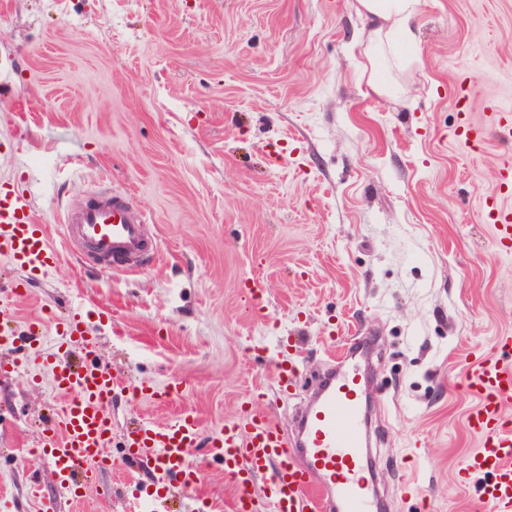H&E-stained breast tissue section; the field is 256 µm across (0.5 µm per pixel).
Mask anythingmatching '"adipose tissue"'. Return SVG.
<instances>
[{
    "label": "adipose tissue",
    "mask_w": 512,
    "mask_h": 512,
    "mask_svg": "<svg viewBox=\"0 0 512 512\" xmlns=\"http://www.w3.org/2000/svg\"><path fill=\"white\" fill-rule=\"evenodd\" d=\"M419 0H356V9L370 23V32L362 53L370 76L368 85L378 95L390 94L393 86L382 83L379 76L397 61L400 45L414 40L412 22L418 13Z\"/></svg>",
    "instance_id": "obj_1"
}]
</instances>
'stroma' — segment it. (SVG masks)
Listing matches in <instances>:
<instances>
[{
  "mask_svg": "<svg viewBox=\"0 0 512 512\" xmlns=\"http://www.w3.org/2000/svg\"><path fill=\"white\" fill-rule=\"evenodd\" d=\"M355 0H0V188L30 193L59 257L23 295L0 256V307L16 334L0 358V512H125L124 437L194 413L203 435L258 406L285 431L310 402L328 352L375 340L371 469L387 512H475L485 481L459 479L480 441L467 368L512 333V255L480 205L512 140L488 103L512 105V0H420L394 81L367 87ZM477 78L466 148L456 98ZM127 195L159 243L153 262L94 273L64 250L62 209L105 189ZM260 283L261 299L249 287ZM95 311L94 360L111 367L112 468L80 500L41 456L63 402L38 361L73 302ZM294 357L288 390L271 363ZM145 380L178 384L162 401ZM213 512L234 487L205 443L190 449ZM475 81L469 78L465 87H461V91L457 98V103L462 108V117L460 123V131L458 136L461 138L459 141L465 146H476L482 144L489 135V131L479 125H474L470 122L468 117V101L469 95L474 92Z\"/></svg>",
  "mask_w": 512,
  "mask_h": 512,
  "instance_id": "35a3bbf8",
  "label": "stroma"
}]
</instances>
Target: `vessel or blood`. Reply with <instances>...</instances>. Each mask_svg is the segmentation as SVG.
<instances>
[{"instance_id":"b4317fda","label":"vessel or blood","mask_w":512,"mask_h":512,"mask_svg":"<svg viewBox=\"0 0 512 512\" xmlns=\"http://www.w3.org/2000/svg\"><path fill=\"white\" fill-rule=\"evenodd\" d=\"M484 223L493 225L501 247L512 246V209L485 199ZM62 238L83 263L108 271L116 258H152L157 238L148 221L125 195L101 193L77 208H64ZM0 254L19 272L12 288L24 291L45 278L58 254L49 243L46 225L37 223L28 200L0 193ZM87 331L82 305L72 307L56 328V354L43 358L54 390L65 396L45 428L42 455L50 462L67 496L77 497L97 467L110 465L112 400L118 380L96 363L68 358L72 344ZM496 356L479 359L462 379L477 404L467 417L468 429L480 446L463 462L468 473L487 474L477 496V512H512V335L499 336ZM366 383L359 369L337 370L297 419V435L289 437L262 409L248 414L245 427L232 424L213 435V453L224 461L234 484L233 512H378L379 500L368 469ZM200 423L186 414L174 423H146L125 437L128 463L141 461L156 475L154 489L133 488L128 512L149 502L153 512H170L169 501L181 493L190 512H211L199 495L202 471L188 450L200 438ZM263 477L261 492L254 480Z\"/></svg>"}]
</instances>
